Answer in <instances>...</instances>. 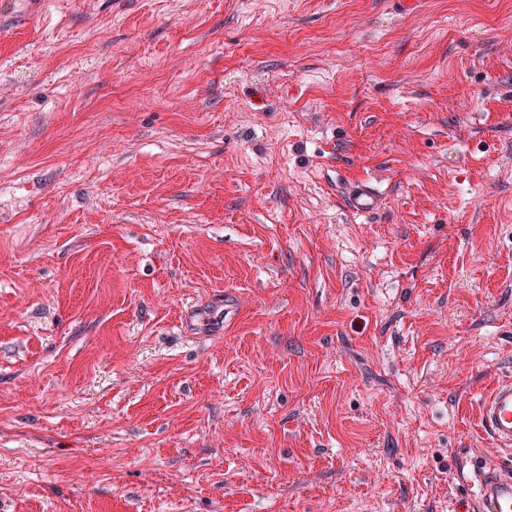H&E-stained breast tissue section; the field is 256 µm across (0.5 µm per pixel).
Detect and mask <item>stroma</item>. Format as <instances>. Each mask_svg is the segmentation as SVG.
I'll list each match as a JSON object with an SVG mask.
<instances>
[{"label": "stroma", "mask_w": 512, "mask_h": 512, "mask_svg": "<svg viewBox=\"0 0 512 512\" xmlns=\"http://www.w3.org/2000/svg\"><path fill=\"white\" fill-rule=\"evenodd\" d=\"M511 24L0 0V512H473L512 461ZM349 204L357 212L369 213L377 207L378 198L371 189L361 187L350 192ZM481 421L499 445L512 446V380L501 381L481 403Z\"/></svg>", "instance_id": "35a3bbf8"}]
</instances>
